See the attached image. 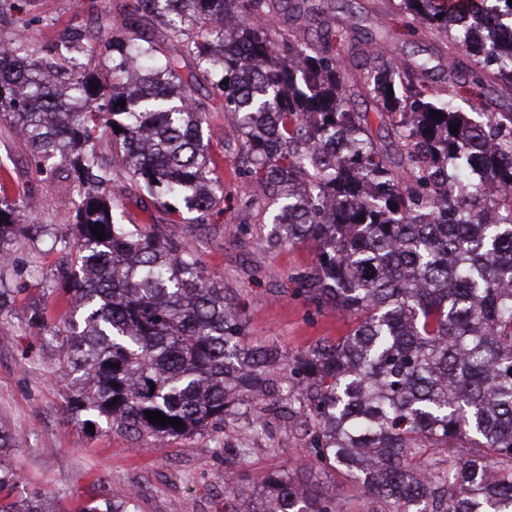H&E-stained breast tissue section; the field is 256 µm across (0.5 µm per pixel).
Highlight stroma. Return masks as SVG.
Segmentation results:
<instances>
[{"label": "stroma", "instance_id": "35a3bbf8", "mask_svg": "<svg viewBox=\"0 0 512 512\" xmlns=\"http://www.w3.org/2000/svg\"><path fill=\"white\" fill-rule=\"evenodd\" d=\"M132 0H28L23 12L0 15V33L10 34L20 20L29 23L32 45L57 41L70 28L94 35L120 25ZM328 22L346 27L364 43L385 36L389 56L409 63L430 58L429 78L442 83L448 75L444 41L409 33L393 13L390 0H327ZM187 62L183 76L193 79L195 95L214 107L205 131L216 174L224 183V201L204 224H171L148 197L126 195L121 184L110 191L119 197L140 226L160 225L165 234L190 242L209 275L223 278L247 306L248 343L270 347L281 357L306 349L321 337L342 335L339 314L316 309L297 289L298 273L313 265L310 248L273 247L271 225L259 223L261 194L245 190L238 132L220 113L218 97ZM34 161L17 139L9 121L0 119V189L25 205L30 232L12 244L13 264L6 277L21 291L11 313L0 319V424L18 435L20 445L9 455L20 479L14 498L40 497L52 512H79L88 502L127 499L128 512H224V446L206 431L190 440H172L163 447L118 430L98 419L94 431L82 429L69 410V392L55 373L57 348L44 341L30 322L31 302H40L47 323L59 322L66 311L61 281L55 276L62 255L37 236L38 224H72L74 196L65 183L33 173ZM309 454L302 434H289L270 417L267 434L254 441L251 453L233 461L245 491L259 489L267 476L293 468ZM306 487H328L344 503L345 512H375L377 505L338 474L320 470L301 473Z\"/></svg>", "mask_w": 512, "mask_h": 512}]
</instances>
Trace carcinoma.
<instances>
[{
  "mask_svg": "<svg viewBox=\"0 0 512 512\" xmlns=\"http://www.w3.org/2000/svg\"><path fill=\"white\" fill-rule=\"evenodd\" d=\"M291 2L134 0L94 45L68 32L37 49L24 26L0 39V115L37 174H66L77 195L56 237L69 310L49 325L35 303L32 324L58 341L57 376L83 425L104 417L158 445L210 429L240 457L250 449L237 430L263 437L270 397L286 392L283 420L312 455L269 475L244 512H344L304 489L307 469L341 475L381 512H512V110L460 95L452 79L465 57L473 85L512 90V46L493 30L512 22V4L395 0L409 27L448 43L451 79L437 85L429 60L399 63L329 25L315 41L272 29V10ZM144 14L166 41L126 36ZM80 54L98 65L76 69ZM187 59L241 130L244 184L266 196L275 243L315 251L299 289L347 319L346 335L288 359L248 344L246 305L192 245L123 223L116 182L173 224H202L224 200L203 140L211 108L181 73ZM23 209L0 196V317L21 292L3 273ZM16 447L0 425V512H45L11 497Z\"/></svg>",
  "mask_w": 512,
  "mask_h": 512,
  "instance_id": "cac0c4a2",
  "label": "carcinoma"
}]
</instances>
